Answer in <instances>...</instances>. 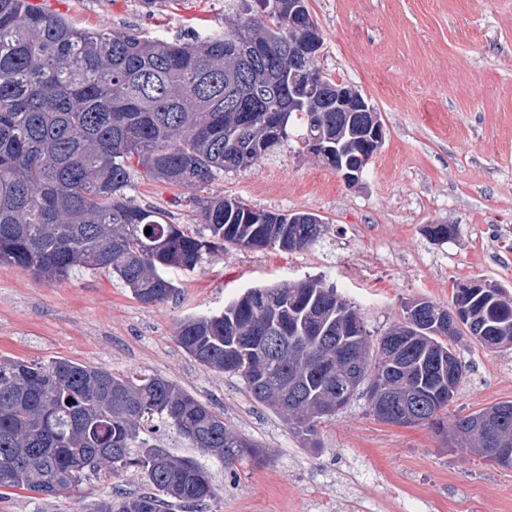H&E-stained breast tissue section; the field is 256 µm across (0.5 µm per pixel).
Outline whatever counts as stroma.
Masks as SVG:
<instances>
[{
    "label": "stroma",
    "mask_w": 512,
    "mask_h": 512,
    "mask_svg": "<svg viewBox=\"0 0 512 512\" xmlns=\"http://www.w3.org/2000/svg\"><path fill=\"white\" fill-rule=\"evenodd\" d=\"M227 0H39L77 26L166 39L224 28ZM323 38L322 75L359 89L384 126L363 181L347 186L292 139L259 165L177 188L133 170L126 191L164 219L201 229L197 197L230 196L275 212H312L328 228L312 246L226 248L192 271H171L177 295L139 302L116 278L86 270L61 281L0 263V357L70 360L124 376L161 375L223 412L267 451L229 479L200 449L220 491L209 512H512V468L449 447L430 427L377 421L366 398L319 427L310 453L282 417L238 378L196 364L176 329L223 309L246 289L323 277L359 308L372 337L415 297L448 304L456 285L484 279L512 294V0H308ZM449 224L440 243L424 233ZM469 371L449 419L512 401V345L462 337ZM138 474L86 478L60 497L18 490L0 512H90L112 491L140 490Z\"/></svg>",
    "instance_id": "stroma-1"
}]
</instances>
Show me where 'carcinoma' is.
<instances>
[{"label":"carcinoma","mask_w":512,"mask_h":512,"mask_svg":"<svg viewBox=\"0 0 512 512\" xmlns=\"http://www.w3.org/2000/svg\"><path fill=\"white\" fill-rule=\"evenodd\" d=\"M237 13L243 42L213 32L161 40L80 28L30 0H0V263L48 280L102 270L140 302L160 304L178 285L172 268L193 270L224 252L304 249L324 232L320 216L254 209L236 198L196 200L202 230L164 224L154 208L125 195L132 159L146 176L190 188L258 164L309 127L327 133L342 161L363 166L366 112L336 109V82L316 66L290 76L288 43L308 26L288 0H255ZM316 91L307 101L300 94ZM150 234H145L146 229ZM480 333L492 348L512 344V297L472 282L446 305L414 299L387 336L405 338L385 360L359 310L323 279L246 290L224 309L188 316L176 341L199 365L239 378L255 401L286 417L305 447L319 450L317 427L329 417L344 357L358 362L357 389L370 394L386 368L391 399L424 395L419 426L452 437L458 448H512V401L444 421L448 393L467 371L452 347ZM454 374L448 375V359ZM482 430L474 421L498 408ZM174 432L237 475L265 461V449L224 422V414L159 375L118 376L69 360L48 364L0 358V495L25 490L57 498L91 473L139 472L147 491L117 492L92 512H204L218 497L205 465L160 442Z\"/></svg>","instance_id":"obj_1"}]
</instances>
